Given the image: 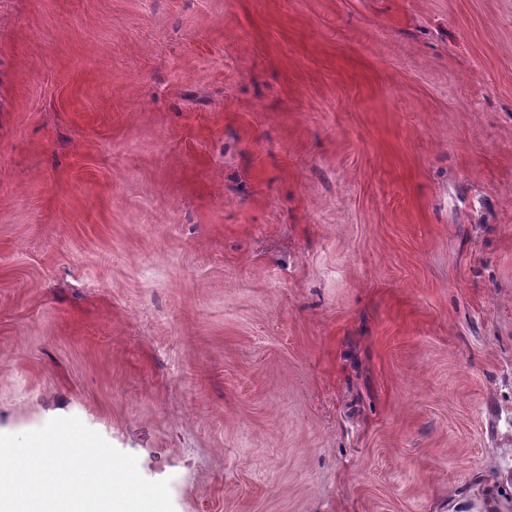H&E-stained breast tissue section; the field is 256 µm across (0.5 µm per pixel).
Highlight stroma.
<instances>
[{"mask_svg": "<svg viewBox=\"0 0 512 512\" xmlns=\"http://www.w3.org/2000/svg\"><path fill=\"white\" fill-rule=\"evenodd\" d=\"M175 512H512V0H0V434Z\"/></svg>", "mask_w": 512, "mask_h": 512, "instance_id": "obj_1", "label": "stroma"}]
</instances>
